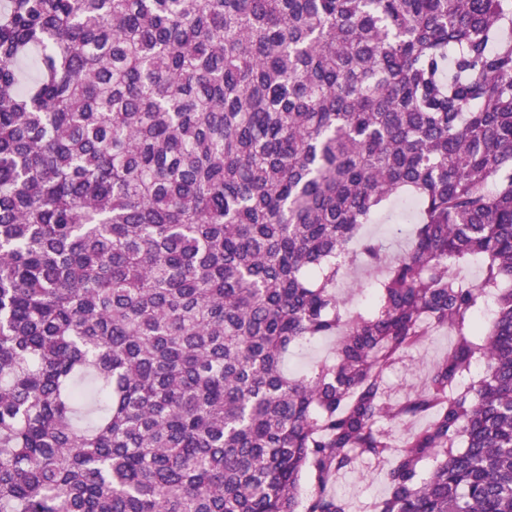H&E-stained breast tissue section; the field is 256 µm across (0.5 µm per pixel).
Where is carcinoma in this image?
Instances as JSON below:
<instances>
[{
  "label": "carcinoma",
  "instance_id": "carcinoma-1",
  "mask_svg": "<svg viewBox=\"0 0 512 512\" xmlns=\"http://www.w3.org/2000/svg\"><path fill=\"white\" fill-rule=\"evenodd\" d=\"M506 28L512 0H6L0 512H354L359 460L370 512H512ZM398 195L392 260L364 227ZM359 280L362 283L369 280V272L365 268H360L358 271L349 272L344 279L339 280L337 284V291L349 302L351 308L358 307L363 303L365 297L361 293H357L354 287L355 282ZM351 288V290L349 289ZM353 290V291H352ZM332 348V341L330 340L305 344L288 353L284 368L291 374L304 372L315 360L327 355ZM423 350L413 354V360L408 361L406 365L402 364L393 369L388 375V385L392 398L403 397L409 391L414 390L419 383L421 365L429 361V356L424 355ZM420 367V371L416 370ZM338 488L362 503L382 496L385 491V485L375 464L363 460L356 464L354 471L339 479Z\"/></svg>",
  "mask_w": 512,
  "mask_h": 512
}]
</instances>
